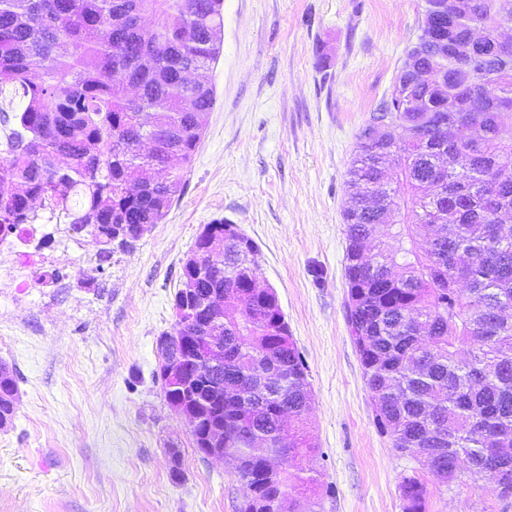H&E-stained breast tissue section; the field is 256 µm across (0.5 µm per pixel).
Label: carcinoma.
Listing matches in <instances>:
<instances>
[{
  "label": "carcinoma",
  "instance_id": "obj_1",
  "mask_svg": "<svg viewBox=\"0 0 512 512\" xmlns=\"http://www.w3.org/2000/svg\"><path fill=\"white\" fill-rule=\"evenodd\" d=\"M453 1L487 7L436 19L446 60L418 36L412 65L446 69L448 84L413 91L426 112L395 89L373 110L348 172L352 201L370 205L343 213L347 321L375 422L421 466L402 478L403 512H430V482L448 491L499 471L512 484V230L500 224L512 212V46L472 62L468 41L473 22L512 23V0ZM223 29L224 0H0V90L25 101L0 161V239L29 235L45 211L86 231L103 264L161 223L215 103L188 75L217 62ZM153 137L159 148L143 150ZM256 256L255 243L227 238L210 257L223 276L199 290L224 295V366L202 370L191 392L162 391L200 409L201 431L224 412L238 512L283 501L319 512L320 480L301 466L318 451L311 384L276 293L249 287ZM183 309L177 292L178 350L192 336ZM17 393L13 371L1 373L0 427Z\"/></svg>",
  "mask_w": 512,
  "mask_h": 512
}]
</instances>
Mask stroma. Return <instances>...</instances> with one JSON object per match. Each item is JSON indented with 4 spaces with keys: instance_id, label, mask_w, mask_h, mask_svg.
Listing matches in <instances>:
<instances>
[{
    "instance_id": "35a3bbf8",
    "label": "stroma",
    "mask_w": 512,
    "mask_h": 512,
    "mask_svg": "<svg viewBox=\"0 0 512 512\" xmlns=\"http://www.w3.org/2000/svg\"><path fill=\"white\" fill-rule=\"evenodd\" d=\"M425 0H224L215 103L162 223L97 269L86 232L0 242V362L20 402L0 429V512H237L227 462L200 454L156 378L182 264L204 225L257 245L308 370L322 512H402L413 463L374 422L346 318L348 170L416 43ZM30 252L58 287H21ZM431 512H512L487 482Z\"/></svg>"
}]
</instances>
